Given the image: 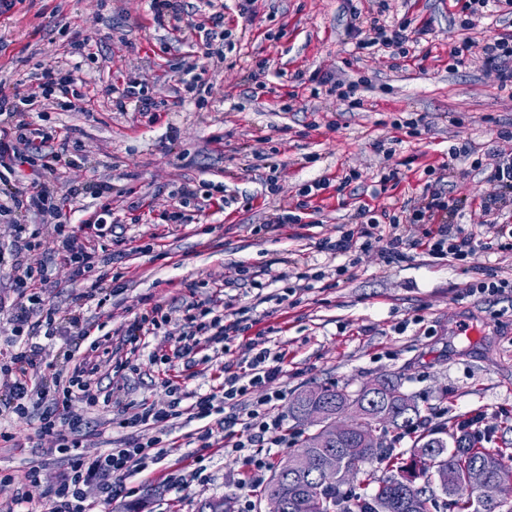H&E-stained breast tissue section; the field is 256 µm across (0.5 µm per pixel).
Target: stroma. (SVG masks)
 Returning a JSON list of instances; mask_svg holds the SVG:
<instances>
[{
	"instance_id": "35a3bbf8",
	"label": "stroma",
	"mask_w": 512,
	"mask_h": 512,
	"mask_svg": "<svg viewBox=\"0 0 512 512\" xmlns=\"http://www.w3.org/2000/svg\"><path fill=\"white\" fill-rule=\"evenodd\" d=\"M391 4L390 21L408 17L432 27L415 52L395 62L361 53L348 34L351 8L368 12L370 0H258L251 20L229 7L225 26L234 50L210 73L201 96L154 122L134 111L113 112L105 87L142 71L151 77L149 96L163 99L172 86V64L183 55L200 56L201 49L192 37L171 44L142 0H16L0 17V75L14 83H29L39 61L62 55L72 40H90L77 60L85 111L51 110L40 123L66 145L67 158L84 163L77 180L81 210L71 222L96 210L90 196L95 182L107 180L123 195L112 219L125 242L111 267L122 272L124 286L102 304L88 302L86 318L114 330L155 303L182 299L194 283L200 297L216 299L217 313L243 312L249 324L227 353H210L208 362L190 370L154 361L171 344L159 335L137 352L136 371L113 372L112 357L126 354L113 341L99 373L119 400L96 411V418L163 401V380L171 374L191 391L216 388L221 364L248 357L260 335L269 348L287 352L274 384L281 398L266 413L282 420L288 444L271 449L270 469L300 444L289 413L297 393L320 386L355 392L387 377L422 416L482 414L487 447L512 448V299L467 291L469 284L512 269V252L496 248L499 225H512V204L495 223H485L480 200L488 186L472 167L474 159L499 148L498 130L512 126V94L500 91L481 63L451 57L464 38L484 42L491 36L487 25L462 30L457 0ZM317 69L355 83L361 106L350 108L326 92L312 96L309 85L291 79ZM418 115L417 135L391 126L393 119ZM380 141L393 157L378 151ZM465 143L473 156L450 159L449 148ZM447 165L465 195L458 224L488 245L474 264L437 259L419 248L394 267L358 250L337 259L319 252L320 241L354 225L360 209L402 205ZM324 178L329 188L309 198L298 222L268 227L281 204L299 201L305 185ZM186 185L201 188L215 204L193 223L176 226L166 221L162 202ZM292 256L323 268L326 278L309 280L288 297L279 282L257 293L231 283L237 268L252 272ZM340 264L347 271L338 276ZM8 425L16 444L0 446V469L11 475L0 483V505L20 489L33 501L44 500L67 463L38 438L34 418L15 416ZM192 431L176 420L167 458L154 472L127 478L132 496L96 500L95 512H129L135 504L141 512H202L215 498L225 500L228 512H237L245 498L253 512H266L246 458L215 452L205 462L207 480L192 478ZM34 465L41 472L32 483L27 473ZM173 474L185 477L183 488H173Z\"/></svg>"
}]
</instances>
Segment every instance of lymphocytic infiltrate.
<instances>
[{"label":"lymphocytic infiltrate","mask_w":512,"mask_h":512,"mask_svg":"<svg viewBox=\"0 0 512 512\" xmlns=\"http://www.w3.org/2000/svg\"><path fill=\"white\" fill-rule=\"evenodd\" d=\"M374 2L376 12L365 22L350 23V35L359 49H392L398 56H407L406 45L413 40L409 21H388L389 0ZM489 7L499 15L498 32L481 45L463 43L462 49L482 59L500 89H512V0H464L462 5L475 22L485 18ZM149 11L157 26L180 22L189 35L202 36L206 57L213 64L223 63L224 51L214 47L213 41L224 27V0H149ZM38 68L36 85L25 90L8 88L6 80L0 79V228L10 238L8 247L0 249V270L15 295L11 335L0 345V414L36 415L39 437L50 439L52 452L68 464V473L48 495L46 512H91L92 495L106 501L131 496L127 477L152 471L167 457V448L159 441L142 439L141 431L171 427L181 417L199 421L195 432V460L199 463L218 444L230 454L264 447L267 434L282 428L281 420L267 417L261 406L280 397L270 385L283 373L284 356L271 352L264 340L257 339L251 344L254 354L249 361L222 367L224 379L218 390L189 392L179 378L166 379L167 403H142L134 412L117 417L116 423L127 430V437L109 451L86 453V441L98 435L99 429L88 416L73 413L71 404L76 400L91 407L112 403V393L98 391L100 344L92 342L69 371L47 360L42 339L82 334L83 307L75 305L65 322H57L45 310L43 285L51 276L49 266L27 263L25 257L42 248L39 230L44 227L50 229L56 253L71 279L88 283L84 301L95 299L104 287H117L120 273L101 270L95 253L84 244L86 236L107 238L112 234L107 223L112 214V186L99 183L96 196L101 203L95 220L63 223L62 206L51 201L54 186L50 181L62 152L54 137L26 121L24 109L36 104L45 111L60 105L76 110L84 96L74 90L78 79L69 63L54 57L40 61ZM148 83L142 74L125 80L113 99L116 110L124 112L133 105L144 115L169 111L171 104L145 97ZM24 176L30 181L28 191L9 188L10 179ZM485 181L491 190L482 196L480 209L490 216L512 201V150L496 153ZM456 216V209L447 205L442 192L430 186L413 204L401 206L399 213H390L385 207L369 210L366 222L336 240L323 241L320 249L344 255L357 247L377 253L388 265L403 259L404 247L417 246L435 258L463 261L476 254L479 243L476 233L464 232L456 224ZM423 222L427 230L417 231V224ZM170 325L179 328L180 335L171 352L162 356L167 364L176 360L192 363L202 345L229 344L243 329L241 319L214 314L210 300L196 299L179 306L154 304L150 311L121 325L117 333L123 344L136 351L146 337L158 335ZM259 388L265 394L257 401L253 393Z\"/></svg>","instance_id":"1"}]
</instances>
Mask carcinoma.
Masks as SVG:
<instances>
[{"mask_svg":"<svg viewBox=\"0 0 512 512\" xmlns=\"http://www.w3.org/2000/svg\"><path fill=\"white\" fill-rule=\"evenodd\" d=\"M385 400L369 406L367 393L352 396L343 389L321 387L299 392L290 408L297 423H306L308 413L320 411L323 421L348 417L349 430L336 450V485L315 487V504L299 495L296 489L307 475L276 470L264 489L267 512H512V500L504 497L512 487V453L502 448L480 446L477 433L455 427L428 428L416 403L400 390L398 382L386 378L380 382ZM422 428L424 432L414 446L419 458L418 472L410 471L405 459L388 446L387 437L397 440L401 431ZM300 449L316 458L317 431L303 432ZM374 460L387 462L389 475L372 478L363 466ZM487 468L491 487L476 492L466 484L470 465ZM371 492L352 494L345 486L358 475Z\"/></svg>","mask_w":512,"mask_h":512,"instance_id":"1","label":"carcinoma"}]
</instances>
